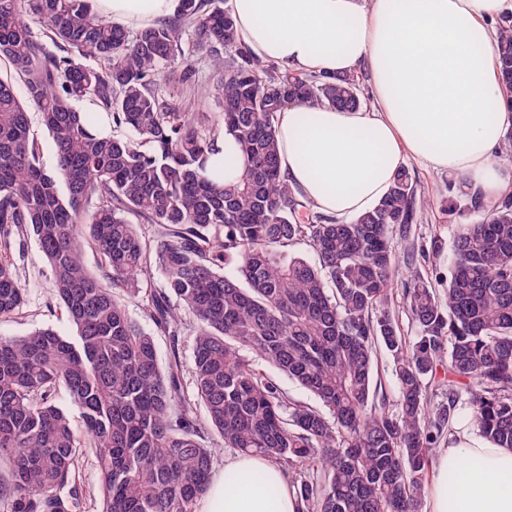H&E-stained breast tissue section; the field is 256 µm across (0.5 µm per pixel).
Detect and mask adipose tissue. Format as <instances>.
Segmentation results:
<instances>
[{"mask_svg":"<svg viewBox=\"0 0 512 512\" xmlns=\"http://www.w3.org/2000/svg\"><path fill=\"white\" fill-rule=\"evenodd\" d=\"M112 22L149 27L177 0H94ZM239 42L260 60L326 77L367 69L370 108L286 106L278 115L287 183L318 212L347 221L373 210L408 161L448 173L470 194L512 190V93L496 45L512 0H227ZM208 178L233 180L244 158L232 134L217 143ZM214 475L201 512H297L285 473L240 454ZM458 478L449 481V470ZM428 512H512V448L480 435L468 407L440 449Z\"/></svg>","mask_w":512,"mask_h":512,"instance_id":"obj_1","label":"adipose tissue"}]
</instances>
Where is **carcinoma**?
I'll return each instance as SVG.
<instances>
[{
  "label": "carcinoma",
  "mask_w": 512,
  "mask_h": 512,
  "mask_svg": "<svg viewBox=\"0 0 512 512\" xmlns=\"http://www.w3.org/2000/svg\"><path fill=\"white\" fill-rule=\"evenodd\" d=\"M31 19L46 29L35 33ZM188 46L217 76L216 120L181 111L166 90L195 82ZM497 53L512 87L508 20ZM0 60L10 72L0 77V245L8 250L15 233L35 240L74 328L0 336L8 512L78 507L86 446L95 450L99 512H195L210 485L211 430L224 447L292 473L299 512H419L432 449L463 398L482 435L512 448V195L450 200L444 211L461 206L480 218L460 226L448 276L431 280L408 243L429 204L408 168L376 208L347 222L314 211L281 176L276 122L285 103L366 107L359 74L321 77L259 61L221 0H180L173 17L136 31L102 17L91 0H0ZM80 101L131 135L99 134ZM33 109L52 142L49 167L30 136ZM226 131L246 165L216 184L204 170ZM131 215L155 226L154 241ZM88 243L110 284L87 270ZM300 245L316 260L296 252ZM231 264L236 272L225 273ZM151 265L164 279L159 290L140 278ZM398 291L412 337L387 310ZM126 296L145 300L146 317L169 336L181 312L195 319L194 399L182 392L179 361L162 364L153 335L128 315ZM25 301L0 254V319ZM379 349L394 365L393 408L375 398ZM249 352L322 408L285 396ZM60 385L78 417L53 402ZM445 386L448 400L432 403L429 393Z\"/></svg>",
  "instance_id": "obj_1"
}]
</instances>
